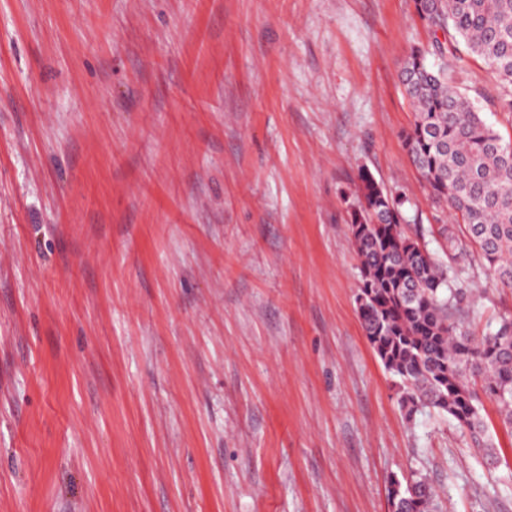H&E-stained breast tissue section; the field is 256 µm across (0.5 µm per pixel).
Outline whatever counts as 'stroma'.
<instances>
[{"instance_id": "stroma-1", "label": "stroma", "mask_w": 512, "mask_h": 512, "mask_svg": "<svg viewBox=\"0 0 512 512\" xmlns=\"http://www.w3.org/2000/svg\"><path fill=\"white\" fill-rule=\"evenodd\" d=\"M414 0H0V512H512V430L406 419L367 342L359 168L409 160ZM482 98L479 59L453 74ZM476 336L512 315L479 270ZM399 487L397 497L389 492L388 502L391 512H443L438 495L424 476H412L405 486L397 479L393 485Z\"/></svg>"}]
</instances>
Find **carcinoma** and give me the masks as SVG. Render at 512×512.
<instances>
[{
  "label": "carcinoma",
  "instance_id": "obj_1",
  "mask_svg": "<svg viewBox=\"0 0 512 512\" xmlns=\"http://www.w3.org/2000/svg\"><path fill=\"white\" fill-rule=\"evenodd\" d=\"M431 31L401 68L415 112L404 134L410 161L451 223L438 228L440 251L425 233L402 229L403 199L363 168L349 213L367 295L361 329L384 368L398 381L406 418L438 409L475 440L486 438L482 403L472 387L482 381L503 424L512 429V318L484 336L462 326L463 304L475 265L472 252L504 288H512V143L482 118L473 102L450 85L448 74L478 57L496 83L492 103L512 115V0H414ZM388 496L392 512H443L424 476H413Z\"/></svg>",
  "mask_w": 512,
  "mask_h": 512
}]
</instances>
